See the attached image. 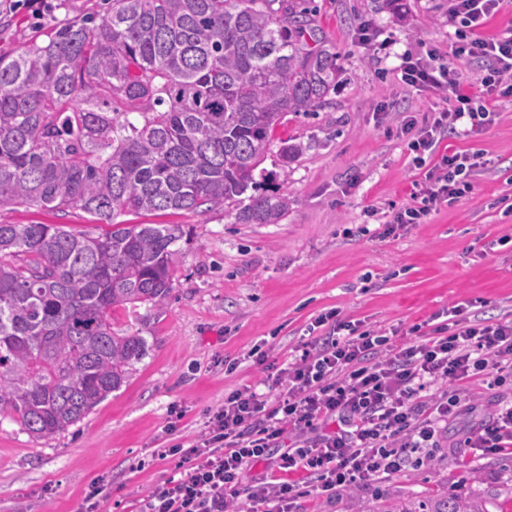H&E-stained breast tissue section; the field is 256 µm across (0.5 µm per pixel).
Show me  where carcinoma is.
<instances>
[{
	"label": "carcinoma",
	"instance_id": "1",
	"mask_svg": "<svg viewBox=\"0 0 512 512\" xmlns=\"http://www.w3.org/2000/svg\"><path fill=\"white\" fill-rule=\"evenodd\" d=\"M305 0H102L0 53V207L76 206L112 230L0 224V415L34 438L83 420L148 352L175 288L180 224L121 217L237 207L277 224L288 197L242 195L290 112L319 104L336 56ZM122 105V110L113 104ZM361 512H489L483 497L374 498Z\"/></svg>",
	"mask_w": 512,
	"mask_h": 512
}]
</instances>
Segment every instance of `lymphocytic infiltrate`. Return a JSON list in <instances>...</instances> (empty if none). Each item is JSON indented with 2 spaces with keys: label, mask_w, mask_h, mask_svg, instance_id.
Returning <instances> with one entry per match:
<instances>
[{
  "label": "lymphocytic infiltrate",
  "mask_w": 512,
  "mask_h": 512,
  "mask_svg": "<svg viewBox=\"0 0 512 512\" xmlns=\"http://www.w3.org/2000/svg\"><path fill=\"white\" fill-rule=\"evenodd\" d=\"M502 0H448V22L455 28V56L477 55L486 66L474 95L468 81L427 56L405 54V83L443 93L450 105L425 126L406 124L402 132L416 154L436 150L437 137L465 130L477 133L490 123V93H512V35L484 39L480 30ZM481 153L442 155L428 170L417 205L397 211V224H419L437 205L467 197L472 175L484 168ZM468 306L448 309L447 324L422 343L393 347L387 337L340 321L333 313L315 324L323 333L309 337L300 352L272 375L266 391L238 388L220 407L206 413L201 436L180 450L179 478L167 479L145 499L141 512H237L245 494L248 512H292L294 484L263 476L243 485L245 471L268 461L283 472L304 473L328 492L365 487L415 464L416 453L440 445L442 429L461 407L459 381L485 369L498 380L512 377V320L471 323ZM295 446L272 456L284 432ZM466 445L475 455L512 452V402L498 405L474 427Z\"/></svg>",
  "instance_id": "1"
}]
</instances>
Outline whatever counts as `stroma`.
<instances>
[{
  "label": "stroma",
  "instance_id": "stroma-1",
  "mask_svg": "<svg viewBox=\"0 0 512 512\" xmlns=\"http://www.w3.org/2000/svg\"><path fill=\"white\" fill-rule=\"evenodd\" d=\"M96 0H48L41 20L24 11L0 19V50L23 47L41 32L91 11ZM383 0H310L336 55V82L315 111L288 114L277 130L301 151L282 162L270 150L260 186L288 198L277 224H240L233 209L128 216L134 224H181L176 287L146 329L116 310V329L141 331L149 345L129 380L67 431L33 439L0 417V512H79L93 483L105 487L98 512H138L140 501L177 472L174 444L190 446L204 413L225 394L262 386L268 366L293 355L321 314L361 323L391 343L424 342L466 302L472 320L512 319V97L501 99L480 133L445 135L436 154L483 153L486 168L465 198L442 204L423 224L391 225L411 201L434 157L417 162L401 126L431 120L444 102L401 79L402 54L436 50L453 58L448 0H402L401 18ZM477 81L484 62L453 58ZM4 224H63L93 234L77 207L0 208ZM267 354L266 365L251 357ZM461 413L443 430L430 460L362 490L310 489L294 512H357L359 497L391 500L424 494L473 497L512 490V453L475 457L465 439L497 404L512 401V380L494 372L460 382ZM176 432H169V424Z\"/></svg>",
  "mask_w": 512,
  "mask_h": 512
}]
</instances>
